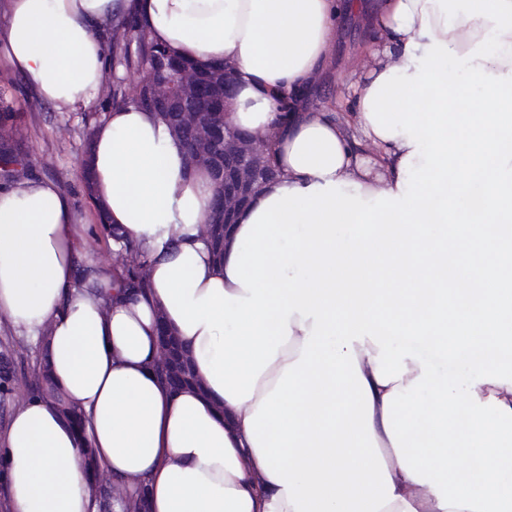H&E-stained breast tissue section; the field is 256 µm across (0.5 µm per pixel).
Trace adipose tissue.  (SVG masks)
I'll use <instances>...</instances> for the list:
<instances>
[{
	"label": "adipose tissue",
	"mask_w": 512,
	"mask_h": 512,
	"mask_svg": "<svg viewBox=\"0 0 512 512\" xmlns=\"http://www.w3.org/2000/svg\"><path fill=\"white\" fill-rule=\"evenodd\" d=\"M130 13L177 57L225 65L226 121L276 131L280 175L214 257L208 172L158 113L107 111L87 163L147 257L138 292L79 264L56 183L0 186V320L45 370L0 431V503L127 512L142 485L148 512H512V0H0V57L39 101L90 111ZM347 14L371 42L338 112L314 92ZM452 224L480 225L483 250L453 305ZM162 322L197 386L158 375ZM452 331L477 342L441 375L419 347Z\"/></svg>",
	"instance_id": "obj_1"
}]
</instances>
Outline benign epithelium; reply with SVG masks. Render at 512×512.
Listing matches in <instances>:
<instances>
[{
    "label": "benign epithelium",
    "instance_id": "1",
    "mask_svg": "<svg viewBox=\"0 0 512 512\" xmlns=\"http://www.w3.org/2000/svg\"><path fill=\"white\" fill-rule=\"evenodd\" d=\"M132 95L147 90L151 102L160 109L177 108L179 116L173 133L193 135L194 145L188 152L189 164L196 168H211L218 162L215 142L223 139L224 153V223H234L237 212L247 205L257 192L254 185L264 184L260 171L264 164L265 147L276 139V132L252 136L230 127H219L214 116L189 106L200 95L201 81L198 72L182 67L170 76L157 77L151 72H141L129 84Z\"/></svg>",
    "mask_w": 512,
    "mask_h": 512
}]
</instances>
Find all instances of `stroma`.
I'll return each instance as SVG.
<instances>
[{
    "instance_id": "obj_1",
    "label": "stroma",
    "mask_w": 512,
    "mask_h": 512,
    "mask_svg": "<svg viewBox=\"0 0 512 512\" xmlns=\"http://www.w3.org/2000/svg\"><path fill=\"white\" fill-rule=\"evenodd\" d=\"M364 40V33L358 31L342 34L334 50L338 68L327 75L319 96L323 105L334 109L347 105L349 76L343 63ZM0 90L5 91L24 115L22 134L33 174L57 183L68 195L79 232L88 242L86 254L111 261L112 254L97 235L93 208L77 177V162L84 143L81 116L55 111L51 106L30 97L21 79L1 66Z\"/></svg>"
}]
</instances>
